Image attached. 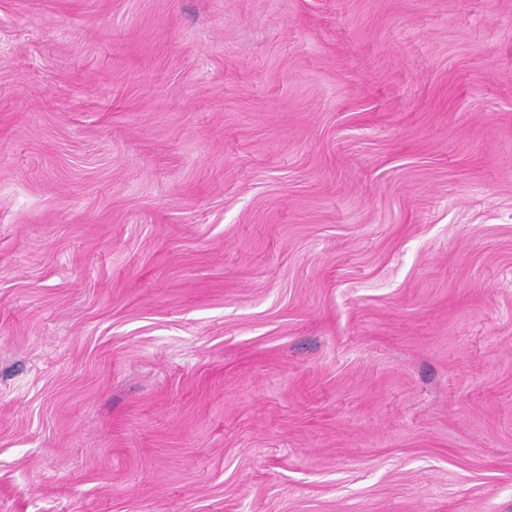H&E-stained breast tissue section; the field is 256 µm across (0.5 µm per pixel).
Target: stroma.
Returning <instances> with one entry per match:
<instances>
[{"mask_svg": "<svg viewBox=\"0 0 512 512\" xmlns=\"http://www.w3.org/2000/svg\"><path fill=\"white\" fill-rule=\"evenodd\" d=\"M0 512H512V0H0Z\"/></svg>", "mask_w": 512, "mask_h": 512, "instance_id": "obj_1", "label": "stroma"}]
</instances>
